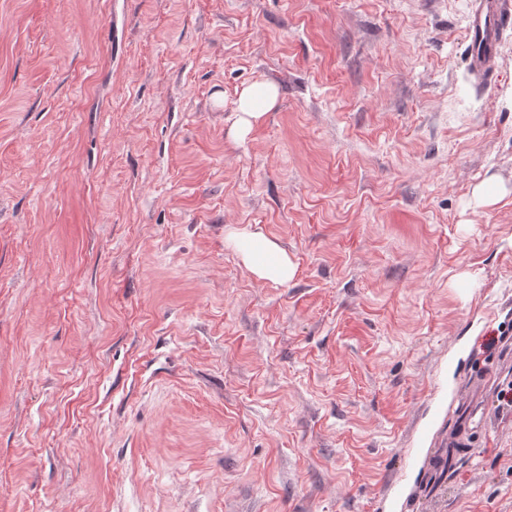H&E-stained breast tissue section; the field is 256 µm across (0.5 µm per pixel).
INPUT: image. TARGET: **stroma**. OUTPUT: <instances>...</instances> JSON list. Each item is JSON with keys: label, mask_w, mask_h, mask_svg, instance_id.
<instances>
[{"label": "stroma", "mask_w": 512, "mask_h": 512, "mask_svg": "<svg viewBox=\"0 0 512 512\" xmlns=\"http://www.w3.org/2000/svg\"><path fill=\"white\" fill-rule=\"evenodd\" d=\"M472 7L0 0V512H512V28L475 79ZM278 91L270 83L251 84L238 94L236 120L232 134L244 139L256 126L260 125L268 112L277 105ZM242 253L251 269L263 278L288 281L296 267L278 245L260 232L242 235Z\"/></svg>", "instance_id": "obj_1"}]
</instances>
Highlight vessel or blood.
Returning a JSON list of instances; mask_svg holds the SVG:
<instances>
[{
    "label": "vessel or blood",
    "instance_id": "1",
    "mask_svg": "<svg viewBox=\"0 0 512 512\" xmlns=\"http://www.w3.org/2000/svg\"><path fill=\"white\" fill-rule=\"evenodd\" d=\"M512 23V0H474L470 16L469 54L472 73L491 79L496 73V45L500 29Z\"/></svg>",
    "mask_w": 512,
    "mask_h": 512
}]
</instances>
